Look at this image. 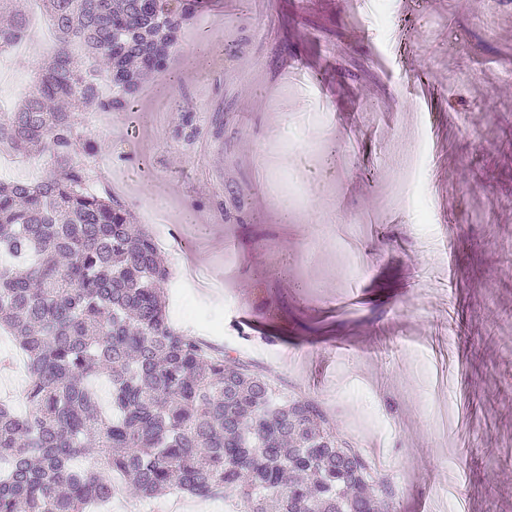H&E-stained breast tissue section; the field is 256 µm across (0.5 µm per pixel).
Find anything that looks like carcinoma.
Instances as JSON below:
<instances>
[{
  "mask_svg": "<svg viewBox=\"0 0 512 512\" xmlns=\"http://www.w3.org/2000/svg\"><path fill=\"white\" fill-rule=\"evenodd\" d=\"M39 2L54 55L0 113V146L45 154L56 170L0 179V330L26 358L25 410L0 404V512H87L111 497L115 475L146 500L177 492L235 497L239 512H396L392 481L344 446L315 399L172 323L154 237L93 190L86 161L101 145L74 113L137 108L195 0ZM1 13L0 50L29 25L15 0H0Z\"/></svg>",
  "mask_w": 512,
  "mask_h": 512,
  "instance_id": "obj_1",
  "label": "carcinoma"
}]
</instances>
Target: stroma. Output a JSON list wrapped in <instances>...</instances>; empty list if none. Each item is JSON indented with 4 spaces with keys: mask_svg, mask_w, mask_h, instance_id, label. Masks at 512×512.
I'll return each mask as SVG.
<instances>
[{
    "mask_svg": "<svg viewBox=\"0 0 512 512\" xmlns=\"http://www.w3.org/2000/svg\"><path fill=\"white\" fill-rule=\"evenodd\" d=\"M36 36L0 54L1 108L53 52ZM509 62L512 0H200L136 113L77 115L102 146L97 191L172 226V322L381 449L400 512L448 488L467 512H512ZM324 216L365 225L356 248L319 237ZM175 502L204 503L100 512Z\"/></svg>",
    "mask_w": 512,
    "mask_h": 512,
    "instance_id": "35a3bbf8",
    "label": "stroma"
}]
</instances>
